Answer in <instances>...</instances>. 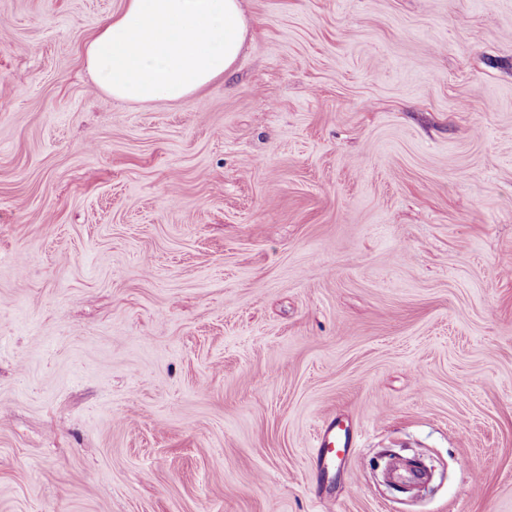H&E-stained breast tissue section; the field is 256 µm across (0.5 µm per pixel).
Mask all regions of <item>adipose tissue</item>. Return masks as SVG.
<instances>
[{"mask_svg": "<svg viewBox=\"0 0 512 512\" xmlns=\"http://www.w3.org/2000/svg\"><path fill=\"white\" fill-rule=\"evenodd\" d=\"M247 33L242 0H126L86 62L115 99L177 102L230 71Z\"/></svg>", "mask_w": 512, "mask_h": 512, "instance_id": "1", "label": "adipose tissue"}]
</instances>
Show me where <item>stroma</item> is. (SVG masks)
Segmentation results:
<instances>
[{"mask_svg": "<svg viewBox=\"0 0 512 512\" xmlns=\"http://www.w3.org/2000/svg\"><path fill=\"white\" fill-rule=\"evenodd\" d=\"M123 5L0 0V512H512V0H243L148 104ZM88 42L98 88L134 102L182 101L231 70L247 38L242 0H125ZM352 437L348 427L336 423V419L324 423L316 437L315 458L324 464L326 459L346 460L349 448H352Z\"/></svg>", "mask_w": 512, "mask_h": 512, "instance_id": "stroma-1", "label": "stroma"}]
</instances>
